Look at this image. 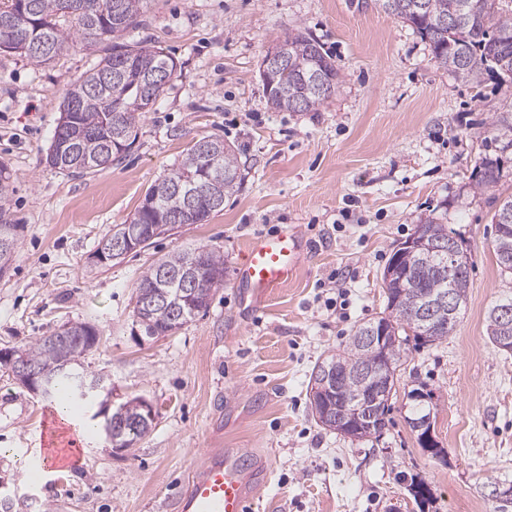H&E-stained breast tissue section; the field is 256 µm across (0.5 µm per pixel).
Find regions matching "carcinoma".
Wrapping results in <instances>:
<instances>
[{
    "mask_svg": "<svg viewBox=\"0 0 512 512\" xmlns=\"http://www.w3.org/2000/svg\"><path fill=\"white\" fill-rule=\"evenodd\" d=\"M98 8L90 13H65L62 0H0V33L8 35L6 48L0 52L25 57L32 65L48 64L74 43H91L90 36L112 37V52L79 80L69 85L61 109L47 162L71 175H84L104 169L119 161L139 136L138 117L152 109L166 86L181 73L176 59L151 44L124 42L131 31L145 22L147 0H95ZM389 14L409 25L428 42L433 58L457 78L480 84L485 77L512 81V0H382ZM278 43L286 47L287 64L273 77L267 91L272 108L288 112H312L322 107L336 92L340 68L321 44L302 29H294ZM493 137L485 143L474 188L480 192L496 187L503 177V161L512 155V113L500 112L490 117ZM214 177V191L223 198L242 185L241 161L234 145L217 137H203L193 143L176 169L155 182L129 224H143L147 231L164 235L175 229L169 215L184 207V194L196 190V183ZM11 176L0 165V231L9 232V249L15 251V221L10 212ZM494 206L491 223L512 226V195L491 197ZM217 208L204 198L197 199L196 212L186 220L201 224ZM427 240L448 239V225L432 219L416 226ZM497 263L512 273V231L506 237L493 238ZM205 267L206 276L193 294L194 310L174 323L170 315L152 310L139 316L147 335L164 334L173 325L183 327L196 314L207 310L212 292L224 283V257L205 246L173 253L151 265L140 277L135 295L176 291L180 283L159 280V271H181L191 259ZM443 259L428 251L410 253L401 247L391 256L386 269L391 278H382L387 300L386 315L374 321L386 331L383 346L373 352L361 344L360 336L371 326H359L337 353L316 363L314 369L333 364L337 368L336 386L319 398L310 394L313 416L322 426L347 434L344 426L325 417L328 404L343 401L367 402L353 371L364 363L380 360L390 378V390L398 382L397 370L403 358V344L408 337L419 345H433L448 338V328H433L421 321L424 304L448 289V281L439 267ZM487 337L499 347V337L506 329L499 322L496 307L487 312ZM91 325L77 322L70 328L73 339L63 341L45 336L31 345L16 348L19 357L42 374L48 397L60 402L83 401L80 390L90 389L96 378L80 371L81 359L94 347ZM127 422L135 429L125 432L133 442L150 427L142 423L144 411L140 400L123 403ZM373 421L361 424L355 439L379 435L386 427L389 399H381Z\"/></svg>",
    "mask_w": 512,
    "mask_h": 512,
    "instance_id": "cac0c4a2",
    "label": "carcinoma"
}]
</instances>
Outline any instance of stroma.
<instances>
[{
	"instance_id": "1",
	"label": "stroma",
	"mask_w": 512,
	"mask_h": 512,
	"mask_svg": "<svg viewBox=\"0 0 512 512\" xmlns=\"http://www.w3.org/2000/svg\"><path fill=\"white\" fill-rule=\"evenodd\" d=\"M296 27L342 72L315 112L272 109L260 77L267 48ZM131 38L175 57L182 72L124 158L82 177L45 155L69 84L111 51V38L41 67L0 54V164L18 224L0 276V349L89 323L99 342L85 369L111 383L115 403L139 397L155 411L132 448L95 433L71 472L34 481L26 461L53 427L51 403L0 366V493L10 512H174L210 448L241 449L270 470L247 512H494L487 478L512 481V353L489 342L486 316L512 294V273L492 250L490 199L471 186L490 116L512 112V85L456 78L380 0H150L147 25ZM210 136L234 143L245 169L223 210L95 264L113 225ZM431 217L472 256L460 321L443 342H406L380 436L325 430L310 410L311 371L382 316L383 271ZM292 229L302 236L296 272L253 301L238 286L245 252ZM199 245L223 254V286L174 334L146 336L133 314L142 272ZM421 385L432 394L442 460L407 423V393ZM415 482L429 489L426 501L415 500Z\"/></svg>"
}]
</instances>
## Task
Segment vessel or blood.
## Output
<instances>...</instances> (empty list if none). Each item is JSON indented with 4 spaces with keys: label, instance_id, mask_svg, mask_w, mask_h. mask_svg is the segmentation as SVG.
<instances>
[{
    "label": "vessel or blood",
    "instance_id": "vessel-or-blood-1",
    "mask_svg": "<svg viewBox=\"0 0 512 512\" xmlns=\"http://www.w3.org/2000/svg\"><path fill=\"white\" fill-rule=\"evenodd\" d=\"M298 233L261 237L248 249L240 269L246 292L265 296L292 278L298 264ZM78 448L46 452L30 463L32 476L75 465ZM270 474L238 449L206 453L187 482L176 512H246L251 490L268 482Z\"/></svg>",
    "mask_w": 512,
    "mask_h": 512
}]
</instances>
